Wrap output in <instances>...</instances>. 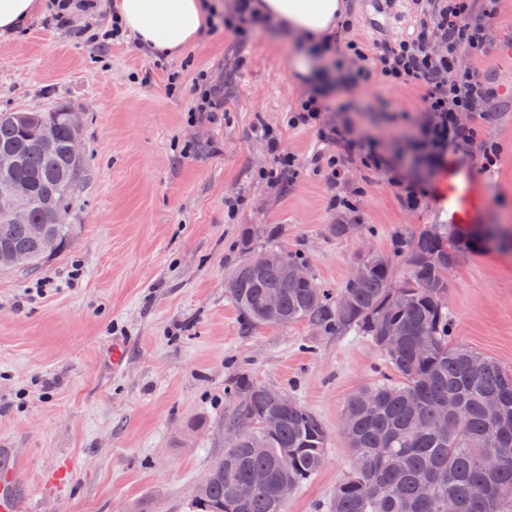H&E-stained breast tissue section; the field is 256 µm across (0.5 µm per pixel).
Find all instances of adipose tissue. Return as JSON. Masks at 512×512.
Listing matches in <instances>:
<instances>
[{"instance_id": "obj_1", "label": "adipose tissue", "mask_w": 512, "mask_h": 512, "mask_svg": "<svg viewBox=\"0 0 512 512\" xmlns=\"http://www.w3.org/2000/svg\"><path fill=\"white\" fill-rule=\"evenodd\" d=\"M345 9L344 0H261L259 13L286 26L311 51L335 30ZM211 10L206 0H119L115 18L140 48L161 55L190 44Z\"/></svg>"}]
</instances>
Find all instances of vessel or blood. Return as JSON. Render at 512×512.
Segmentation results:
<instances>
[{"label":"vessel or blood","instance_id":"obj_1","mask_svg":"<svg viewBox=\"0 0 512 512\" xmlns=\"http://www.w3.org/2000/svg\"><path fill=\"white\" fill-rule=\"evenodd\" d=\"M437 194L446 223H475L483 204V194L478 180L467 165H449L437 187ZM23 478L22 464L0 469V512H26L20 493Z\"/></svg>","mask_w":512,"mask_h":512}]
</instances>
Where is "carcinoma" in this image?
I'll use <instances>...</instances> for the list:
<instances>
[{"label":"carcinoma","mask_w":512,"mask_h":512,"mask_svg":"<svg viewBox=\"0 0 512 512\" xmlns=\"http://www.w3.org/2000/svg\"><path fill=\"white\" fill-rule=\"evenodd\" d=\"M69 112L64 105L0 112V151L16 156L10 176L28 187L23 197L0 201V271H33L49 259L30 225L47 224L50 207L59 214L48 224L55 253L75 240L77 225L68 216L86 168L83 156L71 152L80 128ZM46 125L55 132L49 147L40 139ZM242 245L246 255L224 287L245 328L268 323L274 299L283 323L308 321L338 335L365 336L393 370L345 405L351 467L336 487L332 512H445L450 502L455 512H512V494H504L512 490V373L450 338L442 298L460 248L454 225L431 224L407 241L403 276L394 254L359 256L363 277L347 278L334 293L310 273L303 281L289 279L287 268L308 269L303 258L270 246L261 252L265 261L254 265L248 238ZM224 396L231 403L224 434L234 442L196 488L192 512H286L279 489L285 482L295 489L320 470L325 425L286 392L271 399L247 373L232 377ZM270 416L279 421L274 431L263 426ZM258 471L265 479L238 500L236 488Z\"/></svg>","instance_id":"1"}]
</instances>
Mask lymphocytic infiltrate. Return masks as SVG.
Listing matches in <instances>:
<instances>
[{
    "label": "lymphocytic infiltrate",
    "instance_id": "f902f5d3",
    "mask_svg": "<svg viewBox=\"0 0 512 512\" xmlns=\"http://www.w3.org/2000/svg\"><path fill=\"white\" fill-rule=\"evenodd\" d=\"M483 2L482 10L477 12L472 0H414L418 20L405 36L366 49L352 40L346 44L349 56L357 61L350 75L352 82L377 79L417 90L421 110L409 119L411 143L435 170L445 165L449 153L476 145L475 128L464 117H486L493 95L480 72L460 61L462 53L481 49L487 40L497 0ZM351 108L347 101L322 100L319 90L314 89L303 96L288 120L295 128L317 125L320 147L312 161L333 191V206L345 209L351 206L342 193L346 163L357 158L365 167L377 170L390 165L377 143L358 135L350 121L327 123L322 119L323 113ZM479 148L486 167H493L497 146L484 144Z\"/></svg>",
    "mask_w": 512,
    "mask_h": 512
}]
</instances>
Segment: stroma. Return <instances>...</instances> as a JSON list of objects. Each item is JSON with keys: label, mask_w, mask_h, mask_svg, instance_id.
<instances>
[{"label": "stroma", "mask_w": 512, "mask_h": 512, "mask_svg": "<svg viewBox=\"0 0 512 512\" xmlns=\"http://www.w3.org/2000/svg\"><path fill=\"white\" fill-rule=\"evenodd\" d=\"M350 32L337 42L364 45L395 39L415 20L400 0L388 27L374 29L364 0H345ZM102 11L74 13L60 27L46 13L0 39V112L52 111L81 116L86 176L70 213L74 244L35 272H0V466L15 459L28 473L31 512H189L198 484L224 453V385L245 372L278 387L316 414L328 431L319 472L294 490L287 512H329L349 471L343 410L388 366L365 337L337 336L302 321L243 331L224 283L240 257L277 246L302 254L315 279L339 288L364 250L390 252L439 223L435 197L403 207L392 176L422 169L396 159L410 134L390 122L413 113L411 87L381 82L348 85L329 70L327 98L351 102L359 133L393 156V171L351 165L355 189L350 223L336 237L341 213L310 163L317 131L289 126L306 90L292 66L294 41L276 22L240 36L201 34L185 53L153 66L134 42L101 51L76 38L101 24ZM512 0H497L488 42L472 62L496 92L490 114L476 119L477 143L497 145V162L482 171L478 223L457 226L463 246L448 275L446 302L453 341L512 370ZM219 79L224 99L213 119L189 121L196 77ZM179 77L169 89V74ZM281 134L298 159L287 186L260 176L272 157L264 128ZM279 230L277 238L266 235ZM478 244L466 248L465 242ZM126 341V362L112 370L113 338Z\"/></svg>", "instance_id": "35a3bbf8"}]
</instances>
